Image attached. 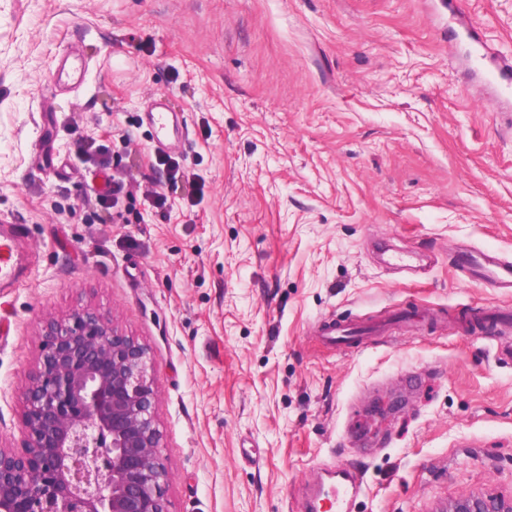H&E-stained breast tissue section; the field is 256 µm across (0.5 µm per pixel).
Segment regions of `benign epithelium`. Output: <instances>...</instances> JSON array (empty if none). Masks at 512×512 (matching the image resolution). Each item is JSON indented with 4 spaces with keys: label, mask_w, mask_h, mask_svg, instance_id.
<instances>
[{
    "label": "benign epithelium",
    "mask_w": 512,
    "mask_h": 512,
    "mask_svg": "<svg viewBox=\"0 0 512 512\" xmlns=\"http://www.w3.org/2000/svg\"><path fill=\"white\" fill-rule=\"evenodd\" d=\"M26 447L0 448V512H166L148 348L87 306L41 327ZM450 512H512L467 497Z\"/></svg>",
    "instance_id": "obj_1"
}]
</instances>
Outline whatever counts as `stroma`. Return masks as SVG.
Returning a JSON list of instances; mask_svg holds the SVG:
<instances>
[{"label":"stroma","mask_w":512,"mask_h":512,"mask_svg":"<svg viewBox=\"0 0 512 512\" xmlns=\"http://www.w3.org/2000/svg\"><path fill=\"white\" fill-rule=\"evenodd\" d=\"M462 10L512 65V0ZM448 23L434 0H0V219L31 271L0 294V446L26 442L44 318L89 306L151 354L167 512H305L336 465L353 512L511 498L512 330L473 320L512 297L454 255L512 259V108ZM158 96L202 196L151 165ZM90 144L134 187L98 224ZM324 319L368 332L329 345ZM141 122L155 132L153 137L156 149L166 151L169 140L164 138L170 126L178 130V112L168 99H153L141 115Z\"/></svg>","instance_id":"obj_1"}]
</instances>
